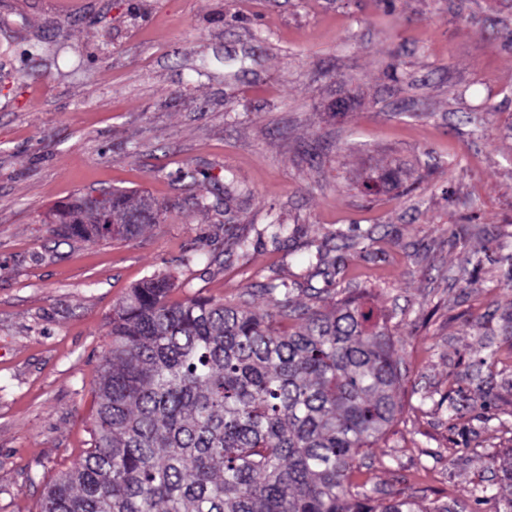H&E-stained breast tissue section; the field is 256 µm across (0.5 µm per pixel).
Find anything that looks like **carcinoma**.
<instances>
[{"instance_id": "cac0c4a2", "label": "carcinoma", "mask_w": 512, "mask_h": 512, "mask_svg": "<svg viewBox=\"0 0 512 512\" xmlns=\"http://www.w3.org/2000/svg\"><path fill=\"white\" fill-rule=\"evenodd\" d=\"M83 200L52 211L68 238L111 239L153 203L115 190L107 212L81 215ZM174 291L155 273L115 306L91 446L45 487L40 512H450L353 482L403 408L392 334L359 298L302 308L269 282L258 314Z\"/></svg>"}]
</instances>
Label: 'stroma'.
<instances>
[{"label": "stroma", "instance_id": "1", "mask_svg": "<svg viewBox=\"0 0 512 512\" xmlns=\"http://www.w3.org/2000/svg\"><path fill=\"white\" fill-rule=\"evenodd\" d=\"M195 180L181 179L185 169ZM388 169L401 188L370 194ZM247 198L224 215L223 179ZM148 193L128 239L57 235L80 195ZM289 226L272 241L265 224ZM248 236L249 254L226 250ZM327 243L339 272L307 257ZM296 284L381 310L403 413L374 498L496 512L512 448V0H0V512L89 448L114 307Z\"/></svg>", "mask_w": 512, "mask_h": 512}]
</instances>
